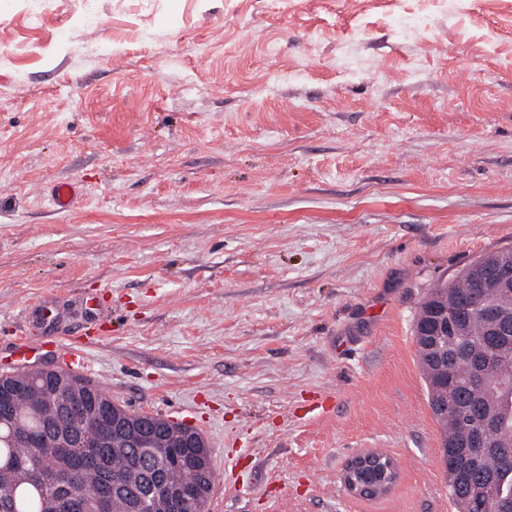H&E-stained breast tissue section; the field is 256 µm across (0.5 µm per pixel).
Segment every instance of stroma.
Returning <instances> with one entry per match:
<instances>
[{"label": "stroma", "instance_id": "35a3bbf8", "mask_svg": "<svg viewBox=\"0 0 512 512\" xmlns=\"http://www.w3.org/2000/svg\"><path fill=\"white\" fill-rule=\"evenodd\" d=\"M510 246L512 0H0V373L184 420L208 512H448L414 313ZM384 455L377 452H365L352 459L345 471L344 481L348 490L362 498H375L385 494L396 480V471L390 469L391 475L388 479L368 484L358 479L357 473L360 469L371 466L373 462H380Z\"/></svg>", "mask_w": 512, "mask_h": 512}]
</instances>
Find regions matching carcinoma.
<instances>
[{
    "label": "carcinoma",
    "mask_w": 512,
    "mask_h": 512,
    "mask_svg": "<svg viewBox=\"0 0 512 512\" xmlns=\"http://www.w3.org/2000/svg\"><path fill=\"white\" fill-rule=\"evenodd\" d=\"M497 278L509 291L484 288L478 281ZM478 294L461 325L458 339L436 337V346L448 353L450 364L438 368L433 351L417 347L429 403L442 429L441 453H460L476 431L483 412L495 416L489 434L491 448L478 464L477 476L491 481L496 495L512 503V460L501 448L512 449V248L486 253L464 267L452 281L432 289L419 303L413 331L427 324L432 312L451 309L461 298ZM484 377L476 379L477 366ZM28 374L0 375V421L15 420L20 433L0 425V512H58L60 494L41 485L40 476L65 472L67 512H133L132 502L149 483L137 449L112 437V397L89 379L62 370L38 384ZM69 410L73 433L100 439L97 465L77 466L80 449L51 433L60 409ZM161 430L155 440L167 456L155 459L159 472L154 493L169 494L165 512H190L188 502L207 484L208 449L189 448L188 426H173L157 418ZM448 496L456 512H466L465 492L446 472Z\"/></svg>",
    "instance_id": "obj_1"
}]
</instances>
